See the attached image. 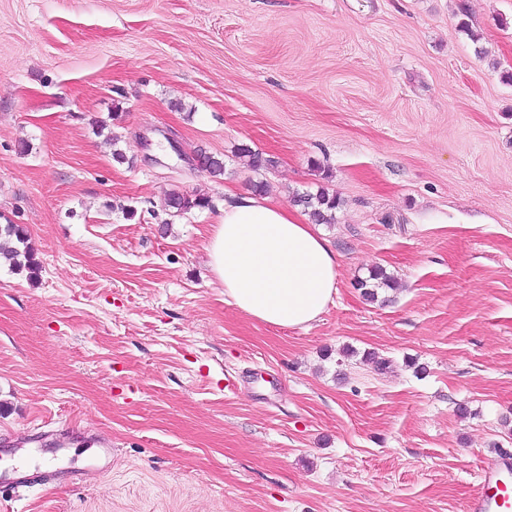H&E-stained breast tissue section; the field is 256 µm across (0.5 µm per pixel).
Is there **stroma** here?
Listing matches in <instances>:
<instances>
[{"instance_id": "obj_1", "label": "stroma", "mask_w": 512, "mask_h": 512, "mask_svg": "<svg viewBox=\"0 0 512 512\" xmlns=\"http://www.w3.org/2000/svg\"><path fill=\"white\" fill-rule=\"evenodd\" d=\"M261 181L341 200L305 329L208 267ZM7 220L0 512H466L512 454V0H0ZM167 207L175 209L173 213L184 215L192 210H204L213 207L212 200L203 195L189 194L179 190H170L166 198ZM0 254L10 261L15 270H26L29 277L37 276L39 264L22 225L0 224ZM358 286L359 288H363L364 296L373 301L377 298L376 289L393 288L395 286V279L392 275L388 274L385 269L377 268L370 273L368 280L358 281Z\"/></svg>"}]
</instances>
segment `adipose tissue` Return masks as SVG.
Returning a JSON list of instances; mask_svg holds the SVG:
<instances>
[{"label":"adipose tissue","mask_w":512,"mask_h":512,"mask_svg":"<svg viewBox=\"0 0 512 512\" xmlns=\"http://www.w3.org/2000/svg\"><path fill=\"white\" fill-rule=\"evenodd\" d=\"M207 250L225 296L268 325L309 327L338 292L329 242L298 209L267 196L228 194Z\"/></svg>","instance_id":"obj_1"}]
</instances>
